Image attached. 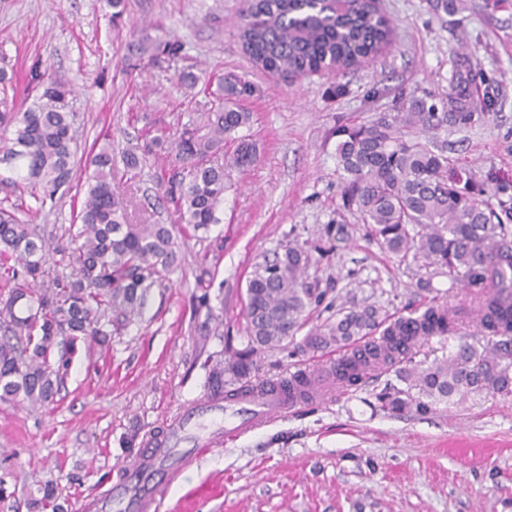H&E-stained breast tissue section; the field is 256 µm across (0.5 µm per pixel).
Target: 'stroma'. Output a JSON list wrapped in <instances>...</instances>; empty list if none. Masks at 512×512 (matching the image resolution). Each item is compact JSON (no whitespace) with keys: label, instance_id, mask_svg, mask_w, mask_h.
Wrapping results in <instances>:
<instances>
[{"label":"stroma","instance_id":"obj_1","mask_svg":"<svg viewBox=\"0 0 512 512\" xmlns=\"http://www.w3.org/2000/svg\"><path fill=\"white\" fill-rule=\"evenodd\" d=\"M378 0L392 45L374 62L310 78L272 79L243 53L236 28L246 0H125L113 21L106 0H0V69L32 91L31 68L64 80L77 114L72 187L40 202L6 184L0 205L44 228L53 273L68 275L59 246L86 189L93 143L112 147V184L132 224H175L157 197L178 169L173 154L147 156L128 169L124 153L146 135L174 136L198 106L181 81L233 73L249 81L252 114L242 134L256 148L248 167L227 144L224 203L208 232L186 229L164 287L153 288L141 319L113 336L108 350L78 353L54 402L33 407L0 400V479L11 497L0 512H34L40 484L58 485L75 512L107 489L127 461L128 437L144 443L207 391L203 362L246 344L247 282L256 263L289 242L306 244L308 282L323 295L304 329L261 353L255 382L317 371V404L262 426L194 464L165 494L160 512H512V399L470 396L425 415L392 414L374 395L394 372L339 388L329 365L335 348L308 350L307 328L337 307L374 305L396 316L432 301L466 308L470 292L446 276H427L370 242L354 211L343 209L336 129L396 114L421 99L448 111L455 96L490 94L484 121L449 125L439 137L475 180L512 181V0ZM174 56L150 61L157 42ZM209 268V288L196 277ZM429 289H420L421 279ZM206 304H197L199 295Z\"/></svg>","mask_w":512,"mask_h":512}]
</instances>
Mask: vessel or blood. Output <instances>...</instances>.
<instances>
[{
  "instance_id": "1",
  "label": "vessel or blood",
  "mask_w": 512,
  "mask_h": 512,
  "mask_svg": "<svg viewBox=\"0 0 512 512\" xmlns=\"http://www.w3.org/2000/svg\"><path fill=\"white\" fill-rule=\"evenodd\" d=\"M315 399V394H303L299 384L282 380L244 388L230 403L211 394L199 397L119 468L107 492L113 512H152L165 491L207 452Z\"/></svg>"
}]
</instances>
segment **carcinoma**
Here are the masks:
<instances>
[{
  "mask_svg": "<svg viewBox=\"0 0 512 512\" xmlns=\"http://www.w3.org/2000/svg\"><path fill=\"white\" fill-rule=\"evenodd\" d=\"M391 36V22L373 0H252L237 27L242 51L256 67L290 78L359 66L382 52ZM35 80L38 95L20 96L0 70V163L14 174L10 184L38 186L44 200L69 189L76 114L68 110L64 84L43 74ZM252 91L246 81L231 78L213 91L204 88L211 100L174 140L176 161L188 178L160 187L183 223L196 230L219 222L224 165L213 158L224 143H237V166L255 158L253 144L238 135L252 118L239 101ZM492 106L489 96L478 105L456 101L453 112L421 103L336 130L343 206L398 261H421L474 289L466 315L489 335L481 348L462 336L448 359L403 369L416 340H396L399 322L373 306L341 307L335 320L312 327L304 343L314 350L347 349L382 329L379 341L354 355L340 383L353 385L371 371L396 368L405 387L387 384L375 393L383 411L426 413L456 395H512V232L505 224L512 221V203L501 201L494 209L485 200L487 185L453 170L437 141L448 123L469 125ZM86 165L92 172L77 212L80 227L69 233L75 248H60L74 265L69 277L49 276L45 237L0 207V267L11 283L0 289V400L21 395L33 404L53 402L78 347H109L112 334L141 316L151 289L163 285L177 261L174 226L126 222L124 199L112 188V149L91 152ZM309 260L296 242L255 266L246 291L248 341L225 350L212 366L213 392L237 394L250 382L257 354L280 346L300 328L306 308L321 302L322 294L304 278ZM413 323L416 336L460 331L445 306H427ZM57 496V486L46 483L36 505L57 509Z\"/></svg>",
  "mask_w": 512,
  "mask_h": 512,
  "instance_id": "carcinoma-1",
  "label": "carcinoma"
}]
</instances>
